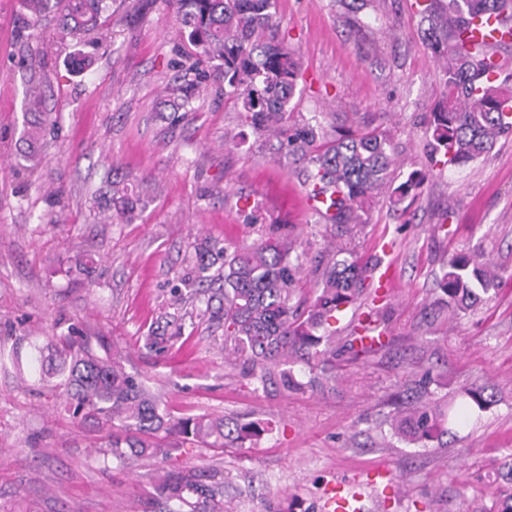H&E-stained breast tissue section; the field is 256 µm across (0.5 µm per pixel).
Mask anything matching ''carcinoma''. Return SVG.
Instances as JSON below:
<instances>
[{
    "instance_id": "1",
    "label": "carcinoma",
    "mask_w": 512,
    "mask_h": 512,
    "mask_svg": "<svg viewBox=\"0 0 512 512\" xmlns=\"http://www.w3.org/2000/svg\"><path fill=\"white\" fill-rule=\"evenodd\" d=\"M29 28L50 13L57 14L60 32L81 40L103 26L107 0H19ZM186 37L189 66L166 88L167 101L186 107L211 75L224 79V97L235 101L245 123L257 133L273 132L280 146L308 163L307 181L319 192L334 190L336 207L330 223L349 237L364 224L372 198L390 190L393 205L416 192L426 174L412 172L397 187L396 159L390 138L376 131L333 129L327 132L317 116L302 124L291 121L290 103L300 76L299 61L280 36L277 0H169ZM417 13L441 68L445 102L426 119L433 154L466 166L489 154L498 138L512 132V81L499 79L500 65L480 43L463 44L473 20L512 8V0H416ZM194 78H188V74ZM25 140H39L44 113H32ZM112 203L120 215L130 214L136 200L127 187L115 186ZM288 237H268L228 251L204 240L190 263L198 286L209 292L207 311L224 321V346L247 365L273 364L317 347L316 332L333 313L354 305L373 268L360 264L350 243L332 247V258L320 269L317 295L306 308L293 303L301 264L291 260ZM216 273H211V270ZM505 271L491 270L466 255L449 259L439 288L448 296V309L467 313L484 295L497 290ZM354 341L359 352L373 349L381 336L365 344L378 326L360 324ZM41 378L61 377L74 413L112 426L107 446L98 453L123 461L130 456L158 454V433L201 441L215 448L242 442L269 431V424H238L204 417L171 420L121 361L102 357L87 341L52 336L37 347ZM392 427L405 438L435 439L442 428L436 406H415L393 418ZM158 512H223L213 490L199 478L168 472L156 485Z\"/></svg>"
}]
</instances>
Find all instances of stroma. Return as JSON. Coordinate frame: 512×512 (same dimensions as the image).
<instances>
[{"label":"stroma","mask_w":512,"mask_h":512,"mask_svg":"<svg viewBox=\"0 0 512 512\" xmlns=\"http://www.w3.org/2000/svg\"><path fill=\"white\" fill-rule=\"evenodd\" d=\"M105 17L104 43L47 44L54 17L26 29L18 0H0V512H153L166 472L205 476L227 512H320L325 483L379 465L396 484L378 512H500L512 496V133L475 163L432 165L425 119L445 88L415 0H371L358 13L337 0L277 3L301 66L296 117L379 128L396 148V182L427 175L406 212L376 196L353 250L391 266L392 280L383 289L368 280L330 319L325 354L288 363L293 388L279 368L252 373L225 353L224 327L187 269L202 240L234 248L288 234L302 263L296 295L312 297L337 227L308 206L305 162L244 128L218 82L185 109L165 107L182 61L168 0H112ZM77 52L93 63L74 73ZM35 83L50 120L30 149L22 137ZM112 181L139 195L129 219L96 208ZM248 198L265 222L251 223ZM461 253L509 276L476 311L454 316L438 282ZM369 315L383 344L358 355L350 336ZM155 329L168 338L161 354L144 346ZM68 335L107 339L172 419L273 429L225 448L168 437L163 453L99 461L92 450L107 429L9 362ZM474 384L494 396L485 411L462 403ZM423 403L445 409L447 435H394L391 416Z\"/></svg>","instance_id":"1"}]
</instances>
